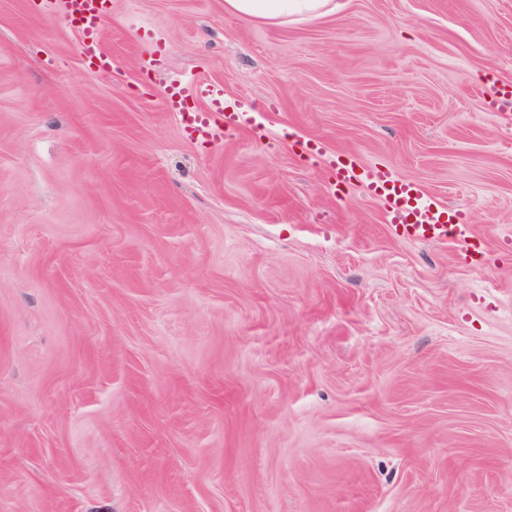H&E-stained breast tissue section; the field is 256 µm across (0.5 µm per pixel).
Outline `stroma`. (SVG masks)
Listing matches in <instances>:
<instances>
[{"label": "stroma", "mask_w": 512, "mask_h": 512, "mask_svg": "<svg viewBox=\"0 0 512 512\" xmlns=\"http://www.w3.org/2000/svg\"><path fill=\"white\" fill-rule=\"evenodd\" d=\"M0 0V512H512V0ZM249 125L198 144L173 77ZM464 208L383 224L296 143ZM44 12H54L57 9L65 10L70 16L77 17L83 32L82 53L98 61V65L105 69L110 65V58L101 52L97 33L101 29L104 15L101 3L97 0H41ZM330 0H224V9L239 17L270 23L288 17L321 14Z\"/></svg>", "instance_id": "obj_1"}]
</instances>
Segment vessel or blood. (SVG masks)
Masks as SVG:
<instances>
[{
  "mask_svg": "<svg viewBox=\"0 0 512 512\" xmlns=\"http://www.w3.org/2000/svg\"><path fill=\"white\" fill-rule=\"evenodd\" d=\"M41 4L43 11L61 9L78 18L83 32V54L97 60L100 67L109 66L110 59L102 53L97 40L104 20L99 0H41ZM190 94L207 101L208 111L189 110L185 98ZM165 107L177 117L188 138L206 142L222 140L225 129L240 127L252 120L251 113L226 111L224 91L216 85L198 84L189 89L181 81H173L166 93ZM321 163L337 184L364 183L380 200L385 223L403 234L418 241L446 243L468 238L470 230L464 210L443 207L426 195L420 185L396 180L390 170L384 168L357 166L340 151L322 154Z\"/></svg>",
  "mask_w": 512,
  "mask_h": 512,
  "instance_id": "obj_1",
  "label": "vessel or blood"
}]
</instances>
